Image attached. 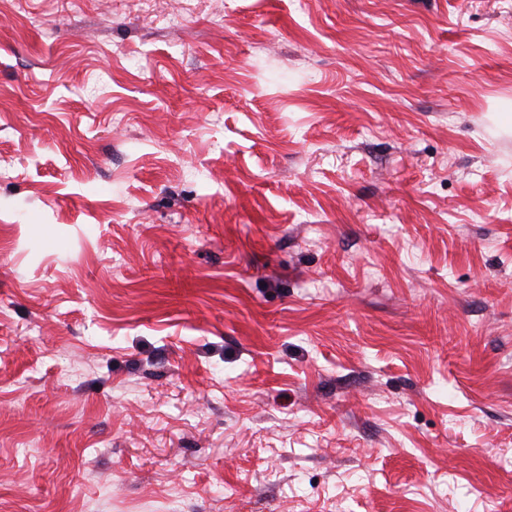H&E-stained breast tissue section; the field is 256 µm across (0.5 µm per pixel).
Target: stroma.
Instances as JSON below:
<instances>
[{"label":"stroma","instance_id":"1","mask_svg":"<svg viewBox=\"0 0 512 512\" xmlns=\"http://www.w3.org/2000/svg\"><path fill=\"white\" fill-rule=\"evenodd\" d=\"M0 512H512V0H0Z\"/></svg>","mask_w":512,"mask_h":512}]
</instances>
